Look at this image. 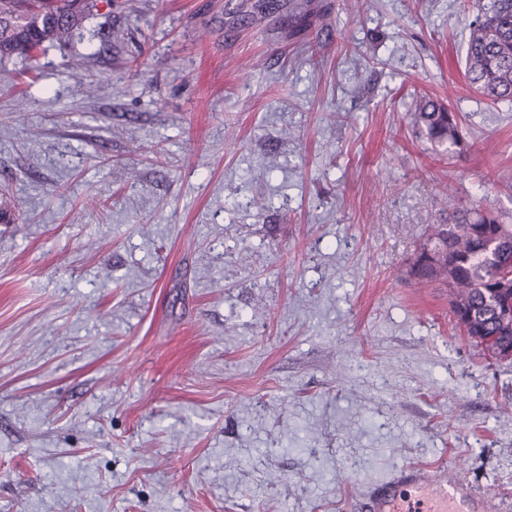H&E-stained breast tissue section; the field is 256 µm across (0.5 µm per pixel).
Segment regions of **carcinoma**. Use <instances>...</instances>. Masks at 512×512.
Returning a JSON list of instances; mask_svg holds the SVG:
<instances>
[{
  "mask_svg": "<svg viewBox=\"0 0 512 512\" xmlns=\"http://www.w3.org/2000/svg\"><path fill=\"white\" fill-rule=\"evenodd\" d=\"M94 7L95 0H0V63L70 39ZM465 65L466 78L476 90L495 102L512 101V0L481 5L471 23ZM414 121L433 142H459L458 116L441 103L425 102ZM430 250L445 254L448 273L424 262ZM505 252L512 254V224L491 210L466 207L450 221L432 225L410 267L420 283L448 286L455 326L488 351L493 344H512V317L503 318L493 307Z\"/></svg>",
  "mask_w": 512,
  "mask_h": 512,
  "instance_id": "carcinoma-1",
  "label": "carcinoma"
}]
</instances>
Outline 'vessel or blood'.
I'll return each instance as SVG.
<instances>
[{
  "label": "vessel or blood",
  "mask_w": 512,
  "mask_h": 512,
  "mask_svg": "<svg viewBox=\"0 0 512 512\" xmlns=\"http://www.w3.org/2000/svg\"><path fill=\"white\" fill-rule=\"evenodd\" d=\"M369 506L372 512H472L474 499L458 478L409 467L399 485L376 484Z\"/></svg>",
  "instance_id": "b4317fda"
}]
</instances>
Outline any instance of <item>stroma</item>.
<instances>
[{
    "mask_svg": "<svg viewBox=\"0 0 512 512\" xmlns=\"http://www.w3.org/2000/svg\"><path fill=\"white\" fill-rule=\"evenodd\" d=\"M476 14L97 0L0 65V512H355L408 466L512 512V360L409 273L453 207L512 224ZM414 121L433 142H448L454 145L459 142L458 116L444 104L428 100L419 112L414 114Z\"/></svg>",
    "mask_w": 512,
    "mask_h": 512,
    "instance_id": "obj_1",
    "label": "stroma"
}]
</instances>
